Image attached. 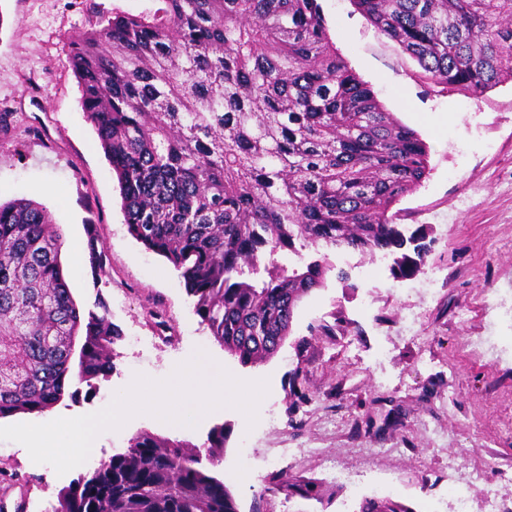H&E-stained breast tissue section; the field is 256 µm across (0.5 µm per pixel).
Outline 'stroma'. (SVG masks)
I'll return each instance as SVG.
<instances>
[{
  "instance_id": "1",
  "label": "stroma",
  "mask_w": 512,
  "mask_h": 512,
  "mask_svg": "<svg viewBox=\"0 0 512 512\" xmlns=\"http://www.w3.org/2000/svg\"><path fill=\"white\" fill-rule=\"evenodd\" d=\"M318 2L351 69L426 144L429 175L394 209L408 229L429 226L431 251L419 276H435V290L424 299L404 294L391 273L392 255L329 252L331 271L298 303L278 352L245 366L201 325L172 265L129 233L116 176L80 109L68 63L71 41L97 14L139 15L153 11L156 0H0V111L19 118L0 133V201L25 197L47 208L63 239L61 261L78 307L104 304L121 332L107 378L92 386L70 379L50 409L1 418L0 426L97 412L127 387L130 372L161 380L200 349L232 375L267 380L277 421L252 445L290 451L262 480L238 482L234 461L247 420L234 408L211 412L188 430L135 416L103 435L100 453L62 476L34 463L22 444L0 440V466L28 481L27 495L11 493L24 500V512H52L60 489L125 452L140 432L200 446L213 427H223L224 458L209 472L224 482L238 512H339L349 490L330 479L331 465L368 481L397 480V499L412 512L475 471L480 477L469 493L482 502L500 471L512 468V354L467 347L493 332L487 296L512 289V81L478 98L433 86L352 0ZM75 246L76 265L69 256ZM93 250L101 252L103 268L91 265ZM340 264L344 282L334 271ZM371 267L372 280L365 275ZM410 312L418 321L413 332L401 333L399 319ZM340 315L348 332L325 335L323 326ZM135 334L160 343L132 349ZM297 388L309 403L295 405ZM452 454L464 461L453 473ZM303 480L316 482L320 495L295 492Z\"/></svg>"
}]
</instances>
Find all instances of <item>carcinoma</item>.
<instances>
[{
  "instance_id": "cac0c4a2",
  "label": "carcinoma",
  "mask_w": 512,
  "mask_h": 512,
  "mask_svg": "<svg viewBox=\"0 0 512 512\" xmlns=\"http://www.w3.org/2000/svg\"><path fill=\"white\" fill-rule=\"evenodd\" d=\"M158 2L99 15L73 39L79 104L130 234L180 272L225 351L261 364L329 270L324 258L289 267L281 252H387L394 278L419 272L426 234H405L390 211L427 177V148L349 68L318 0ZM353 3L435 86L480 96L512 81V0ZM61 248L45 207L0 203V418L43 412L72 377L91 386L112 370L119 332L106 306L80 311ZM224 447L222 426L201 451L139 433L61 489L53 512H238L200 467ZM359 512L412 509L366 498Z\"/></svg>"
}]
</instances>
